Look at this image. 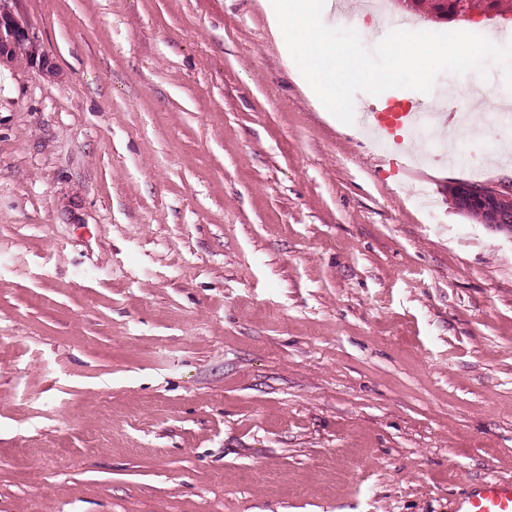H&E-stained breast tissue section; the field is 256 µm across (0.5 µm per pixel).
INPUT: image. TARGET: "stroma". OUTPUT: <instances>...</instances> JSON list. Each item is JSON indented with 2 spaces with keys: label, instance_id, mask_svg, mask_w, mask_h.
<instances>
[{
  "label": "stroma",
  "instance_id": "1",
  "mask_svg": "<svg viewBox=\"0 0 512 512\" xmlns=\"http://www.w3.org/2000/svg\"><path fill=\"white\" fill-rule=\"evenodd\" d=\"M15 7L54 67L0 64V512H457L512 482V238L448 200L476 153L512 181L506 134L387 152L262 0ZM437 81L470 117L506 87Z\"/></svg>",
  "mask_w": 512,
  "mask_h": 512
}]
</instances>
